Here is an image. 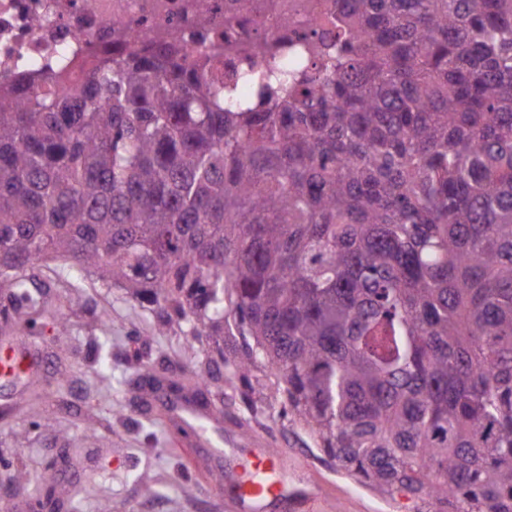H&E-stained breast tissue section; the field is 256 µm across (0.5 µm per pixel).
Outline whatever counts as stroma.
I'll return each mask as SVG.
<instances>
[{
    "instance_id": "stroma-1",
    "label": "stroma",
    "mask_w": 512,
    "mask_h": 512,
    "mask_svg": "<svg viewBox=\"0 0 512 512\" xmlns=\"http://www.w3.org/2000/svg\"><path fill=\"white\" fill-rule=\"evenodd\" d=\"M28 280L43 308L32 329L0 288V315L12 324L0 346L39 358L34 381H20L0 405V512H39L36 481L53 487L60 512H227L212 491L218 474L175 445L140 375L146 364L161 381L215 398L225 432L287 449L321 488L301 512H416L412 501L338 472L272 385L230 384L227 368L209 363L208 337L184 335L175 322L158 332L153 306L75 276L61 259L37 263ZM35 388L49 393L47 406H29Z\"/></svg>"
}]
</instances>
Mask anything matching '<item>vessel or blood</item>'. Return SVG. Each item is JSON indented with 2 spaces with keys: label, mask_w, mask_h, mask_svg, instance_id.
I'll return each mask as SVG.
<instances>
[{
  "label": "vessel or blood",
  "mask_w": 512,
  "mask_h": 512,
  "mask_svg": "<svg viewBox=\"0 0 512 512\" xmlns=\"http://www.w3.org/2000/svg\"><path fill=\"white\" fill-rule=\"evenodd\" d=\"M34 367L33 355H0L1 380L23 377ZM154 398L165 406L177 425L186 430L188 437L194 438L196 447L204 455L218 459L223 457L224 447L236 445V438L224 433L204 397L171 398L165 388L160 387ZM215 490L223 496L228 512H264L272 502L280 512H293L299 501L320 494L311 480L297 475L289 465L287 449L271 448L264 442L252 443L245 452L228 459Z\"/></svg>",
  "instance_id": "b4317fda"
}]
</instances>
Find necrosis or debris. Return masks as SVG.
<instances>
[{
	"label": "necrosis or debris",
	"mask_w": 512,
	"mask_h": 512,
	"mask_svg": "<svg viewBox=\"0 0 512 512\" xmlns=\"http://www.w3.org/2000/svg\"><path fill=\"white\" fill-rule=\"evenodd\" d=\"M0 0V87L26 78L49 86L57 70L101 58L126 43H181L210 55L219 71L239 66L226 40L304 31L298 0Z\"/></svg>",
	"instance_id": "obj_1"
}]
</instances>
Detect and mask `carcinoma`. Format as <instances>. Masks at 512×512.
I'll use <instances>...</instances> for the list:
<instances>
[{
	"label": "carcinoma",
	"instance_id": "carcinoma-1",
	"mask_svg": "<svg viewBox=\"0 0 512 512\" xmlns=\"http://www.w3.org/2000/svg\"><path fill=\"white\" fill-rule=\"evenodd\" d=\"M244 66L136 43L0 90V288L77 273L237 336L336 466L512 512V0H308Z\"/></svg>",
	"mask_w": 512,
	"mask_h": 512
}]
</instances>
